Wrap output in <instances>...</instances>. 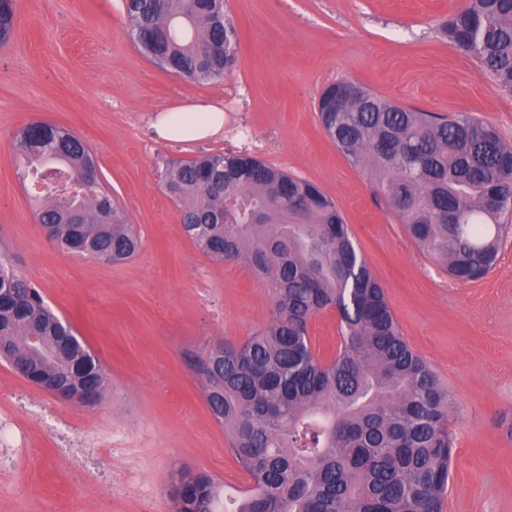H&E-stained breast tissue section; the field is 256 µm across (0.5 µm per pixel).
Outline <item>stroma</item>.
I'll return each instance as SVG.
<instances>
[{"instance_id":"obj_1","label":"stroma","mask_w":512,"mask_h":512,"mask_svg":"<svg viewBox=\"0 0 512 512\" xmlns=\"http://www.w3.org/2000/svg\"><path fill=\"white\" fill-rule=\"evenodd\" d=\"M226 5L240 32L235 69L199 84L129 40L123 0H16L0 50V249L70 320L108 385L96 403L63 401L0 361V412L28 448L0 465V512H173L169 490L182 471L209 474L230 493L248 487L193 358L264 328L273 295L245 264L202 254L161 188L165 160L214 152L261 158L336 202L403 338L454 395L443 512H512V236L485 277L453 281L316 115L323 88L351 80L405 107L469 113L512 142V90L439 30L465 0ZM192 103L223 108V130L202 141L159 138V116ZM38 120L88 143L140 234L134 257H76L47 239L12 151L14 133Z\"/></svg>"}]
</instances>
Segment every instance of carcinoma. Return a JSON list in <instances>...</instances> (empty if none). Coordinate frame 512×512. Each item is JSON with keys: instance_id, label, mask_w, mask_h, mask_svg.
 Segmentation results:
<instances>
[{"instance_id": "carcinoma-1", "label": "carcinoma", "mask_w": 512, "mask_h": 512, "mask_svg": "<svg viewBox=\"0 0 512 512\" xmlns=\"http://www.w3.org/2000/svg\"><path fill=\"white\" fill-rule=\"evenodd\" d=\"M123 9L128 36L161 69L210 83L235 67L239 32L224 0H124ZM13 19L14 0H0L1 45ZM441 33L512 89V0H470ZM343 86L328 85L317 105L337 150L363 167L420 252L458 283L485 277L512 232V143L465 112L405 108L359 83L344 97ZM13 151L27 178L82 182L74 196H37L62 251L110 263L137 251L126 212L100 179L85 181L96 164L79 135L35 121L16 133ZM162 188L200 252L245 262L275 294L262 331L193 362L250 486L229 506L213 477L182 472L175 512H442L453 399L401 336L336 203L247 153L171 161ZM330 309L340 340L323 356L309 330ZM31 334L45 338L35 358L24 350ZM68 334L71 323L0 251V346L33 381L66 380L99 399L106 375Z\"/></svg>"}]
</instances>
